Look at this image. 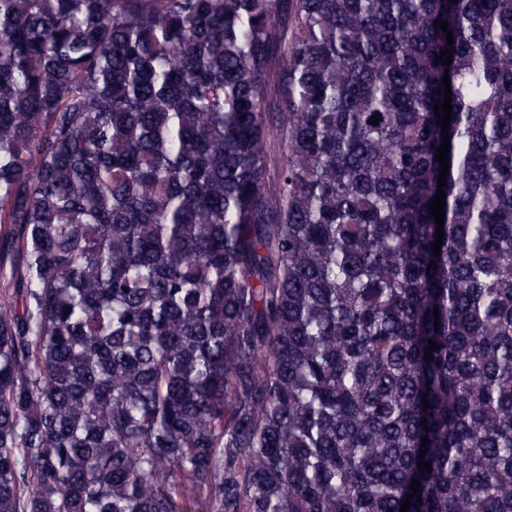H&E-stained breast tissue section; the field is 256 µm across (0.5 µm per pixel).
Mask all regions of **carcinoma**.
I'll use <instances>...</instances> for the list:
<instances>
[{"mask_svg": "<svg viewBox=\"0 0 512 512\" xmlns=\"http://www.w3.org/2000/svg\"><path fill=\"white\" fill-rule=\"evenodd\" d=\"M414 480L512 512V0H0V512Z\"/></svg>", "mask_w": 512, "mask_h": 512, "instance_id": "cac0c4a2", "label": "carcinoma"}]
</instances>
